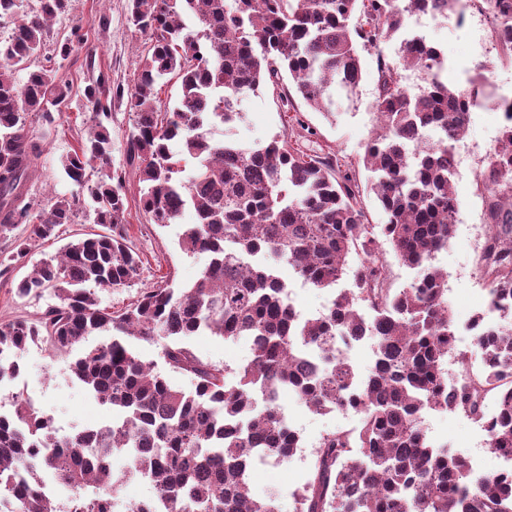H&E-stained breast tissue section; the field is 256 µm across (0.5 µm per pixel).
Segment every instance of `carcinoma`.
<instances>
[{"label": "carcinoma", "mask_w": 512, "mask_h": 512, "mask_svg": "<svg viewBox=\"0 0 512 512\" xmlns=\"http://www.w3.org/2000/svg\"><path fill=\"white\" fill-rule=\"evenodd\" d=\"M454 2L129 0V24L145 47L134 88L116 91L135 112L127 163L139 173L151 223L165 227L185 209L195 212L177 244L208 263L189 288L175 287L168 272L124 310L101 305L95 289L131 286L142 261L128 237L123 172L112 169L104 124L112 100L87 86L83 108L93 125L61 168L86 188L103 231L69 240L18 281V298L51 290L59 303L0 325V385L21 375L32 344L75 350L71 373L112 409V422L61 440L23 392L12 393L11 409L0 412V512H56L39 470L69 491L66 512H115L119 488L136 477L155 496L126 512H280L278 494L257 498L250 482L256 462H284L301 448L279 403L285 391L314 411L360 412L357 428L320 440L309 479L293 493L295 512H512V474L475 473L424 427L429 411H459L488 423L491 452L512 456V318L472 323L481 366L466 383L449 387L444 368L455 330L448 274L432 260L454 233L460 201L450 161L467 113L462 92L441 79L440 47L405 37L398 59L378 64L363 165L385 224L368 222L364 187L331 157L277 138L251 148L228 135L243 121L242 97L284 78L307 106L332 114L336 90L359 88L361 51L404 31L412 9L448 12ZM64 7L39 0L20 15L17 0H0V20L12 24L0 41V274L25 264L31 243L60 238L82 204L56 195L41 205L28 193L43 154L30 126L52 127L69 108L71 85L55 68L30 70L23 84L18 72L42 51ZM478 9L512 60V41L503 39L512 33V0H478ZM404 70L426 72V86L409 89ZM168 76L181 87L171 106L159 97ZM221 126L226 135L217 138ZM477 183L488 227L480 273L490 309L503 312L512 307V126ZM23 224L25 238L17 233ZM384 243L419 269L399 291L389 287ZM283 266L321 289L350 274L353 288L305 318L289 300ZM99 332L110 339L85 346ZM203 333L249 340L251 359L234 371L202 361L185 340ZM359 336L373 342L365 375L338 349ZM132 338L164 340L166 364L190 375L192 388L174 387L131 348ZM489 395L499 405L491 422L483 411ZM119 457L126 464L117 469Z\"/></svg>", "instance_id": "1"}]
</instances>
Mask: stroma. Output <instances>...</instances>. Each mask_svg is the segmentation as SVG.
Here are the masks:
<instances>
[{"instance_id": "stroma-1", "label": "stroma", "mask_w": 512, "mask_h": 512, "mask_svg": "<svg viewBox=\"0 0 512 512\" xmlns=\"http://www.w3.org/2000/svg\"><path fill=\"white\" fill-rule=\"evenodd\" d=\"M127 3L128 0H68L65 12L51 27L44 54L29 63L30 68H39L45 65L48 57L55 55L62 43L74 41L79 35L86 39L85 46L64 61L60 69L72 87L71 107L63 112L51 133H44L36 124L31 127L34 135L45 138L41 164L29 182L30 193L36 201L81 192L78 185L61 175L59 159L72 152L88 132L89 114L81 107L85 87L101 77L110 86L128 90L136 82L140 42L127 23ZM419 32L444 50L448 65L442 78L450 86L462 91L468 87L466 75L490 74L501 93L512 95V65L495 64L499 51L494 47L487 25L473 20L460 26L444 17L427 18ZM397 47V41L391 40L363 52V79L357 93L351 96L337 93L336 112L330 117L309 108L298 95L282 100L280 87L272 84L246 95L241 101L245 119L237 128L239 140L249 147L259 148L276 136L292 141L301 135L310 153L332 155L358 178H365L362 156L373 128L371 110L377 64L380 57L394 56ZM133 126L134 114L125 99H113L107 124L112 137V165L125 173L129 236L142 259L140 275L132 287L97 290L101 304L116 310L137 300L141 291L153 286L168 269H175L177 284H191L206 262L204 256L181 253L177 245L184 225L194 221L192 212H185L181 223L160 227L151 224L142 210L138 179L126 161V147ZM501 129L498 113L483 108L473 113L463 138L470 147L472 162L456 171L453 177L460 200L454 234L447 249L437 253L434 259L435 266L448 274V301L456 329L460 332L478 311L486 312L488 322L498 321L496 314L488 310L485 282L479 271L481 245L476 234L485 217L483 196L477 187L479 168L476 161L493 148ZM24 274V269L17 268L10 277H0V323L18 317H35L57 302L50 291L36 299H18L14 289ZM186 345L203 361L218 366L236 367L251 358L250 343L244 339L231 342L203 334L187 339ZM71 361V354L43 344L31 346L22 358L23 376L12 388L24 390L26 396L52 417L55 426L65 434L85 426L101 425L111 417L110 411L72 378ZM12 390L0 392V405L9 406ZM280 403L301 435L303 451L286 463L256 464L251 491L257 497L278 493L281 512H293L292 491L308 479L321 437L338 428H356L359 419L337 411H313L288 393L282 395ZM425 427L436 445L457 452L476 471L486 473L498 467V458L485 446L486 435L479 421L457 411L431 412L425 418Z\"/></svg>"}]
</instances>
